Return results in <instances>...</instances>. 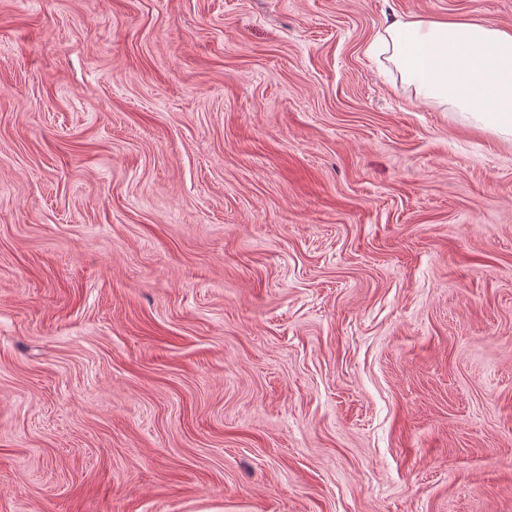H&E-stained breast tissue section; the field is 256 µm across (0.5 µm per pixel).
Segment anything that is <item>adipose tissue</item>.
<instances>
[{
  "instance_id": "obj_1",
  "label": "adipose tissue",
  "mask_w": 512,
  "mask_h": 512,
  "mask_svg": "<svg viewBox=\"0 0 512 512\" xmlns=\"http://www.w3.org/2000/svg\"><path fill=\"white\" fill-rule=\"evenodd\" d=\"M384 56L417 98L512 138V28L479 19H395L367 49Z\"/></svg>"
}]
</instances>
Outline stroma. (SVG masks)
<instances>
[{
  "mask_svg": "<svg viewBox=\"0 0 512 512\" xmlns=\"http://www.w3.org/2000/svg\"><path fill=\"white\" fill-rule=\"evenodd\" d=\"M398 16L512 0H0V512H512V142Z\"/></svg>",
  "mask_w": 512,
  "mask_h": 512,
  "instance_id": "35a3bbf8",
  "label": "stroma"
}]
</instances>
